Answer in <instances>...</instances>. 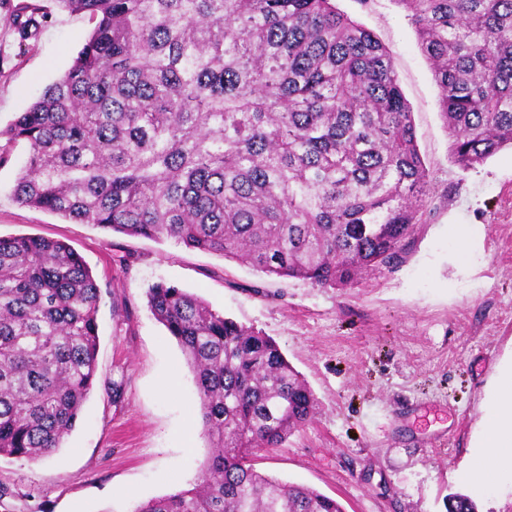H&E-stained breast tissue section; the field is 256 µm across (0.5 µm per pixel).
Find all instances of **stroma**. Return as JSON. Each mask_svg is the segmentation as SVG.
<instances>
[{
	"label": "stroma",
	"instance_id": "35a3bbf8",
	"mask_svg": "<svg viewBox=\"0 0 512 512\" xmlns=\"http://www.w3.org/2000/svg\"><path fill=\"white\" fill-rule=\"evenodd\" d=\"M23 0H0V127L72 63L94 24L38 0L44 15L22 37ZM385 45L413 112L419 150L440 202L418 225L402 263L350 288H319L172 240L106 232L24 207L11 195L27 148L0 165V236L70 245L100 289L97 376L81 419L53 457H0V512H133L190 488L211 450L188 443L199 423L194 375L150 313L159 281L204 299L273 338L314 393V420L258 471L314 488L345 512H446L460 490L479 512H512V477L484 487L457 477L469 461L489 395L512 364V148L460 169L448 151L439 90L396 0H336ZM471 228L465 245L454 232ZM123 385L112 400L113 382Z\"/></svg>",
	"mask_w": 512,
	"mask_h": 512
}]
</instances>
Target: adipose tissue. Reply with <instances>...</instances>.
<instances>
[{
	"instance_id": "obj_1",
	"label": "adipose tissue",
	"mask_w": 512,
	"mask_h": 512,
	"mask_svg": "<svg viewBox=\"0 0 512 512\" xmlns=\"http://www.w3.org/2000/svg\"><path fill=\"white\" fill-rule=\"evenodd\" d=\"M490 470L499 475H512V369L492 393L472 462L462 476L478 485Z\"/></svg>"
}]
</instances>
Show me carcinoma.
<instances>
[{
    "label": "carcinoma",
    "instance_id": "carcinoma-1",
    "mask_svg": "<svg viewBox=\"0 0 512 512\" xmlns=\"http://www.w3.org/2000/svg\"><path fill=\"white\" fill-rule=\"evenodd\" d=\"M95 26L0 139L29 152L17 203L347 288L402 262L438 206L393 60L335 0H55ZM440 90L462 169L512 146V0H396ZM100 290L45 237H0V456L51 457L97 372ZM154 318L195 374L211 455L134 512H344L254 456L317 400L279 346L167 282ZM447 512H478L462 492Z\"/></svg>",
    "mask_w": 512,
    "mask_h": 512
}]
</instances>
